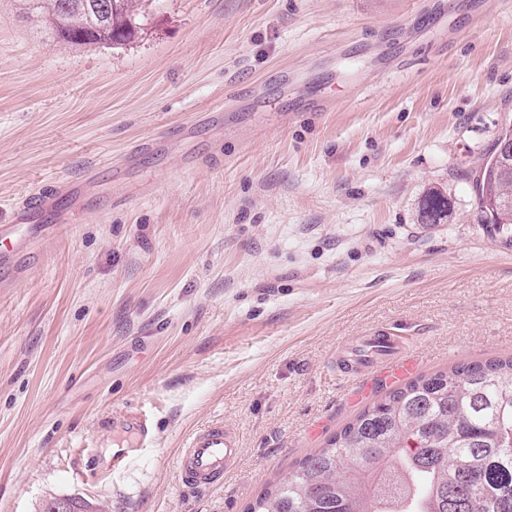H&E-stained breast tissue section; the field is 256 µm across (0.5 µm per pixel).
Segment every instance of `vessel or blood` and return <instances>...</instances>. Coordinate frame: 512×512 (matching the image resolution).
<instances>
[{"label": "vessel or blood", "instance_id": "vessel-or-blood-1", "mask_svg": "<svg viewBox=\"0 0 512 512\" xmlns=\"http://www.w3.org/2000/svg\"><path fill=\"white\" fill-rule=\"evenodd\" d=\"M68 192L67 185L57 184L31 194L17 207L13 223L0 224V265L16 267L26 240L42 239L45 216ZM358 347V355L345 357L344 369L366 374L382 367L402 376L411 368L407 358L408 345L402 337L393 334L369 336L359 339ZM121 428L134 439L136 446L145 447L153 442L151 421L142 412L124 413ZM238 456L235 435L222 423L215 422L187 438L178 458V467L187 485L209 487L223 479Z\"/></svg>", "mask_w": 512, "mask_h": 512}]
</instances>
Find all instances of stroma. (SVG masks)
Listing matches in <instances>:
<instances>
[{"instance_id": "obj_1", "label": "stroma", "mask_w": 512, "mask_h": 512, "mask_svg": "<svg viewBox=\"0 0 512 512\" xmlns=\"http://www.w3.org/2000/svg\"><path fill=\"white\" fill-rule=\"evenodd\" d=\"M147 11L129 45L69 47L0 0V224L83 184L53 249L0 269V512H243L385 392L347 402L354 338L404 336L420 374L512 355V246L473 188L512 121V0ZM129 408L155 443L100 482L87 456ZM215 420L241 453L185 487L176 459ZM450 203L443 193L439 190H430L423 200L421 206V219L429 224H440L441 221L448 217V207ZM432 215H429L428 212Z\"/></svg>"}]
</instances>
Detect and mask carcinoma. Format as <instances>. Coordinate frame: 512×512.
I'll use <instances>...</instances> for the list:
<instances>
[{
	"label": "carcinoma",
	"mask_w": 512,
	"mask_h": 512,
	"mask_svg": "<svg viewBox=\"0 0 512 512\" xmlns=\"http://www.w3.org/2000/svg\"><path fill=\"white\" fill-rule=\"evenodd\" d=\"M59 44L117 47L142 31V0H19ZM479 216L512 233V155L491 149L476 180ZM448 198L431 190L421 219ZM512 512V357L454 365L385 392L300 460L246 512Z\"/></svg>",
	"instance_id": "cac0c4a2"
}]
</instances>
